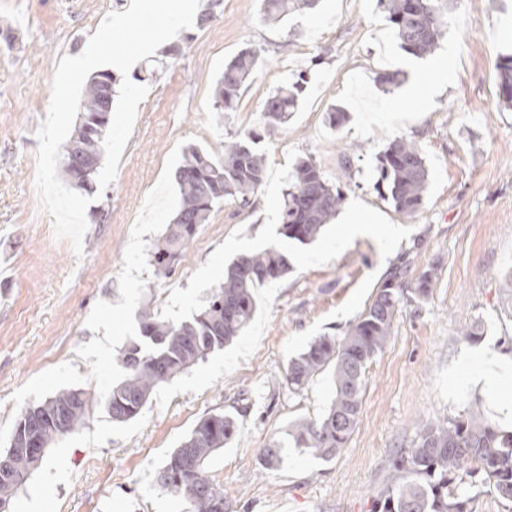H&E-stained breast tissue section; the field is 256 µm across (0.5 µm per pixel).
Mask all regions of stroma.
I'll return each mask as SVG.
<instances>
[{"label":"stroma","mask_w":512,"mask_h":512,"mask_svg":"<svg viewBox=\"0 0 512 512\" xmlns=\"http://www.w3.org/2000/svg\"><path fill=\"white\" fill-rule=\"evenodd\" d=\"M131 0H0V252L11 293L0 301V451L27 405L62 389L104 396L123 371L119 350L139 333L143 310L192 317L242 254L279 240L282 191L297 159L312 157L356 211L365 234L344 239L333 219L312 243L282 242L293 269L259 288L258 311L233 344L156 388L141 414L115 423L95 406L86 425L56 441L10 512H193L154 474L204 416L233 414L231 444L207 464L228 512H373L391 482L398 449L421 422L483 415L512 428L480 380L482 358L512 361V108L496 91V64L512 52V0H459L435 55L401 49L378 0H320L273 23L260 0H220L212 20L157 49L131 76L147 86L116 178L86 210L83 255L56 238L36 187V131L63 56ZM261 49L264 64L236 111L214 112L226 62ZM451 75L433 98L410 95L435 60ZM402 82L383 90L378 73ZM305 76L298 112L258 144L266 178L249 206L215 208L173 275L151 250L179 202L174 174L186 146L223 155L227 139L261 132L262 105ZM401 103L403 116L391 106ZM349 118L330 128L331 106ZM417 142L430 171L422 207L397 212L374 188L379 154L395 138ZM359 147L350 162L342 148ZM409 259L408 281L430 265L440 280L422 309L401 303L391 335L370 363L359 422L344 448L322 461L296 448L262 471L260 450L296 421L321 415L331 371L299 393L282 377L314 339L341 336L372 301L389 269Z\"/></svg>","instance_id":"stroma-1"}]
</instances>
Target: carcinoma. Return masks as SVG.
<instances>
[{
    "instance_id": "cac0c4a2",
    "label": "carcinoma",
    "mask_w": 512,
    "mask_h": 512,
    "mask_svg": "<svg viewBox=\"0 0 512 512\" xmlns=\"http://www.w3.org/2000/svg\"><path fill=\"white\" fill-rule=\"evenodd\" d=\"M391 23L400 47L423 58L434 54L448 29V13L458 0H378ZM318 0H261L263 16L278 22L299 9L311 10ZM261 52L241 50L224 64L216 82L213 108L219 113L236 108L243 86L258 69ZM500 100L512 106V54L496 65ZM118 78L109 71L94 75L87 84L80 107L81 120L63 145L60 165L67 181L89 191L104 150L107 129L93 130L95 119L112 108ZM304 92L298 81L277 88L264 101L262 115L267 133L297 111ZM261 135L250 133L224 142V154L188 146L175 180L179 206L172 222L155 243L151 258L157 271L170 276L212 210L224 201L241 205L263 184L266 159L256 148ZM79 161L76 167L73 161ZM376 188L380 196L405 215L415 214L424 202L429 171L416 142L399 137L378 158ZM343 201L339 187L328 181L311 158L297 161L291 181L283 192L280 235L306 245L313 242L336 216ZM291 270L288 254L273 243L262 251L242 255L224 270V279L211 292L198 314L181 322L156 317L148 310L140 316V338L129 341L117 355L124 368L120 381L100 400L84 389H63L20 412L0 460L8 461V474L0 475V512H8L11 499L29 475L44 461L45 450L58 438L86 424L93 405L104 408L115 423L136 418L154 389L170 382L208 355L238 337L253 320L256 289ZM408 267H395L376 294L340 338L320 336L288 361L285 382L295 393L315 375L329 368L334 397L324 414L295 423L283 439L261 450L262 466L280 465L288 442L322 460L334 458L359 422L365 373L391 335L400 303L407 300L419 310L432 297L439 281L438 265L422 271L414 287L405 286ZM237 431L236 419L225 413L211 414L195 425L155 475L157 486L188 500L193 512H224V489L206 475L205 466L220 449L229 445ZM40 444V454L23 448L29 436ZM398 476L379 495L375 512H472L480 473L493 485L497 496L512 502V431L503 432L491 420L477 416L446 418L424 423L410 447L396 460Z\"/></svg>"
}]
</instances>
